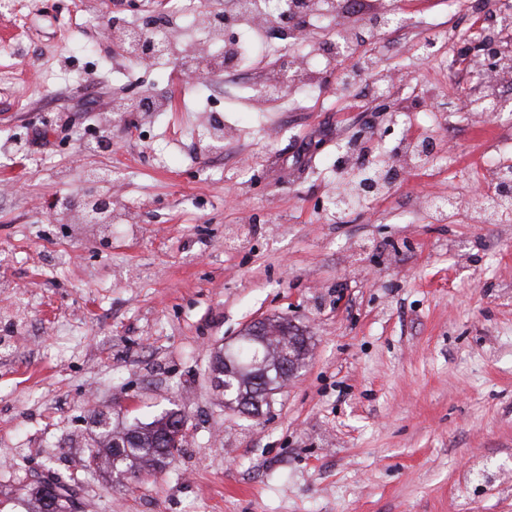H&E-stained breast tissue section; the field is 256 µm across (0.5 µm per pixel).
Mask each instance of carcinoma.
I'll return each mask as SVG.
<instances>
[{
  "label": "carcinoma",
  "mask_w": 512,
  "mask_h": 512,
  "mask_svg": "<svg viewBox=\"0 0 512 512\" xmlns=\"http://www.w3.org/2000/svg\"><path fill=\"white\" fill-rule=\"evenodd\" d=\"M268 325L266 335L273 337V342L280 346V350L271 359V369L237 373L228 369L224 361V350L215 353L213 379L216 385L229 387L224 392V399L231 406L249 403L257 392L264 406H270V399L281 388L278 362H287L297 370L304 364L309 352L310 337L282 318L270 319ZM184 417L181 410L170 409L150 422L136 419L121 430L112 427L108 417L93 420L97 428L96 447L85 458L83 468L119 475L162 472L175 458V453L180 451L178 447L173 451L165 449L162 441L174 433V424ZM45 487L46 484L39 483L28 489L23 497L25 512H79L77 492L71 484L62 481L55 483L58 495L53 497L50 505L45 502Z\"/></svg>",
  "instance_id": "obj_1"
}]
</instances>
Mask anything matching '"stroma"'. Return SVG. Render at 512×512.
Here are the masks:
<instances>
[{
	"instance_id": "stroma-1",
	"label": "stroma",
	"mask_w": 512,
	"mask_h": 512,
	"mask_svg": "<svg viewBox=\"0 0 512 512\" xmlns=\"http://www.w3.org/2000/svg\"><path fill=\"white\" fill-rule=\"evenodd\" d=\"M489 2L371 0L403 19L369 43L382 73L408 75L384 112L370 80L338 89L315 52L361 17L316 20L288 69L278 44L225 88L216 152L176 61L132 66L103 36L114 12L171 0H48L24 24L0 12V512L56 479L76 485L80 512H512V222L480 220L472 198L512 161V50L500 109L483 112L461 39L512 10ZM281 77L285 100L258 103ZM135 85L167 102L152 127L139 112L113 121ZM108 122L111 149L89 150ZM425 136L441 159L336 214L344 143L388 152ZM90 169L110 174L129 222L53 213ZM448 194L443 220L432 201ZM271 317L310 352L249 417L225 407L211 361ZM118 404L117 426L185 413L163 472L82 470L92 415Z\"/></svg>"
}]
</instances>
